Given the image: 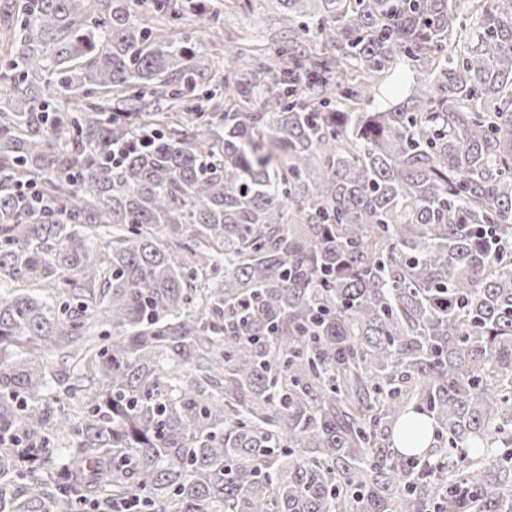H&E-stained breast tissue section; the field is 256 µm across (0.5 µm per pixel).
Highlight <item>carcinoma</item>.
<instances>
[{"mask_svg":"<svg viewBox=\"0 0 512 512\" xmlns=\"http://www.w3.org/2000/svg\"><path fill=\"white\" fill-rule=\"evenodd\" d=\"M281 2L0 0V512H512V0ZM209 11L202 16L191 17L186 21V30L196 34L198 30L214 26L208 42V51L216 60L224 62V69L232 68L224 57V43L248 35L258 44H267L277 33L282 5L278 0H252L249 11L234 7L231 0H210ZM201 17L205 19L202 21ZM219 18V24L214 23Z\"/></svg>","mask_w":512,"mask_h":512,"instance_id":"cac0c4a2","label":"carcinoma"}]
</instances>
